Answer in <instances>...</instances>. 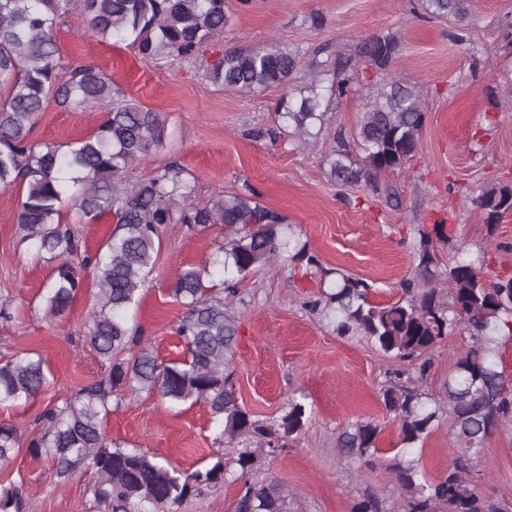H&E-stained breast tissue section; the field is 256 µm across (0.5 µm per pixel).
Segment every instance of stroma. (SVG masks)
I'll use <instances>...</instances> for the list:
<instances>
[{
	"mask_svg": "<svg viewBox=\"0 0 512 512\" xmlns=\"http://www.w3.org/2000/svg\"><path fill=\"white\" fill-rule=\"evenodd\" d=\"M228 2L231 18L223 36L193 65L175 58L160 67L123 42L99 41L76 14L59 27L60 53L70 62L95 60L129 98L166 116V148L133 166L129 180L174 161L194 184L197 201L222 190L252 188L264 206L286 217L318 259L314 265L270 263L224 299L238 324L231 383L239 404L254 418L273 423L286 414L291 394L307 396L308 422L287 448L259 456L258 476L286 485L303 512H353L369 493L385 512H403L391 469L399 430L386 416L379 388L396 372L404 382L421 379L424 392L441 397L472 340L465 331H453L434 349L422 376L418 361L401 362L362 338L338 336L331 315L311 310L310 303L321 298L329 269L364 279L373 302L398 301L402 282L413 276L420 229L440 220L452 228L453 243L439 248L438 280H445L457 256L481 253L492 274L512 275V213L491 236L472 201L484 185L512 186V0H471L463 22L423 14L419 0ZM378 34L393 36L399 46L389 77L417 86L427 107L413 160L381 176L378 191L326 178L322 159L328 140L303 144L275 135L280 88L222 91L205 76L228 48L273 43L297 53L307 67L316 59L355 56L362 39ZM380 81L373 72H355L351 92L336 105L333 127L352 136ZM100 119L97 108L68 112L52 105L39 116L33 138L65 145L89 136ZM21 196L18 187L0 188V302L13 314L0 321V351L39 354L53 380L36 401L0 409V421L18 425L22 434L15 458L0 465V486L23 484L33 512H92L90 475L53 478L45 457L32 455L28 443L35 419L53 398L97 379L103 370L77 339L89 319L94 286L85 282L68 313L45 317L53 265L29 250L13 221ZM210 251L208 235L168 225L150 286L133 313L143 343L160 360L183 354L174 328L184 309L173 302L170 288L183 268L201 264ZM368 419L382 425L378 459L371 466L350 462L337 445L343 430ZM221 430L205 403L162 405L143 392L127 394L124 406L107 420L113 441L190 471L209 464ZM473 479L500 512H512V429L491 437ZM241 487V481L228 478L188 498L179 512H234Z\"/></svg>",
	"mask_w": 512,
	"mask_h": 512,
	"instance_id": "stroma-1",
	"label": "stroma"
}]
</instances>
